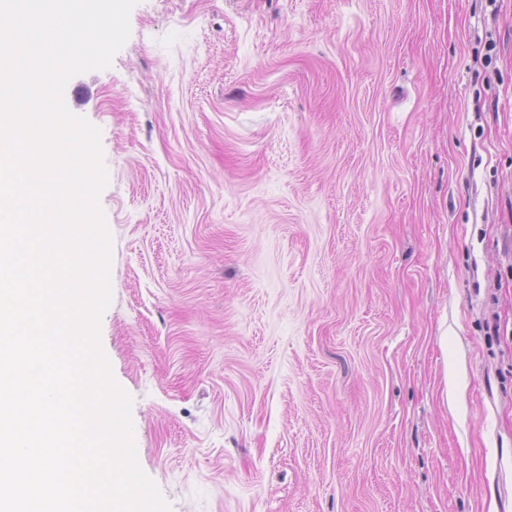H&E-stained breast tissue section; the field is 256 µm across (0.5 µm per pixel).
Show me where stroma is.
I'll return each instance as SVG.
<instances>
[{
    "label": "stroma",
    "instance_id": "stroma-1",
    "mask_svg": "<svg viewBox=\"0 0 512 512\" xmlns=\"http://www.w3.org/2000/svg\"><path fill=\"white\" fill-rule=\"evenodd\" d=\"M100 323L169 512H512V0H139Z\"/></svg>",
    "mask_w": 512,
    "mask_h": 512
}]
</instances>
